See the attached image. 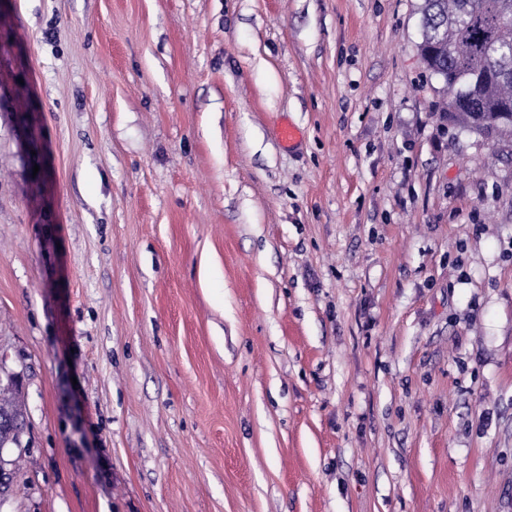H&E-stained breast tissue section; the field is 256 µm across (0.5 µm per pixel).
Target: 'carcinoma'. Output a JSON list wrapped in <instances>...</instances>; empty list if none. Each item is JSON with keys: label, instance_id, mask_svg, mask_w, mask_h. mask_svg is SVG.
<instances>
[{"label": "carcinoma", "instance_id": "cac0c4a2", "mask_svg": "<svg viewBox=\"0 0 512 512\" xmlns=\"http://www.w3.org/2000/svg\"><path fill=\"white\" fill-rule=\"evenodd\" d=\"M420 27L424 67L462 109L453 124L480 135L467 114L512 113V0H423ZM489 61L500 74L472 86L473 72Z\"/></svg>", "mask_w": 512, "mask_h": 512}]
</instances>
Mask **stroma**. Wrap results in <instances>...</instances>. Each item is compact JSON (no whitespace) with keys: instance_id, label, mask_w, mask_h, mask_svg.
<instances>
[{"instance_id":"35a3bbf8","label":"stroma","mask_w":512,"mask_h":512,"mask_svg":"<svg viewBox=\"0 0 512 512\" xmlns=\"http://www.w3.org/2000/svg\"><path fill=\"white\" fill-rule=\"evenodd\" d=\"M421 3L0 0V512H512V139Z\"/></svg>"}]
</instances>
